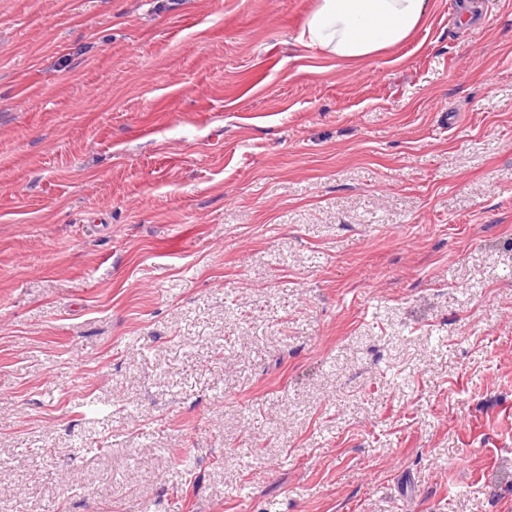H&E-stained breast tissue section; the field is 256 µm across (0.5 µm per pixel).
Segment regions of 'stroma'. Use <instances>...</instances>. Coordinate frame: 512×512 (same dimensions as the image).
I'll use <instances>...</instances> for the list:
<instances>
[{
	"instance_id": "35a3bbf8",
	"label": "stroma",
	"mask_w": 512,
	"mask_h": 512,
	"mask_svg": "<svg viewBox=\"0 0 512 512\" xmlns=\"http://www.w3.org/2000/svg\"><path fill=\"white\" fill-rule=\"evenodd\" d=\"M0 0V512H512V0ZM431 0H318L299 41L341 59L367 60L403 44Z\"/></svg>"
}]
</instances>
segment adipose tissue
<instances>
[{"label": "adipose tissue", "mask_w": 512, "mask_h": 512, "mask_svg": "<svg viewBox=\"0 0 512 512\" xmlns=\"http://www.w3.org/2000/svg\"><path fill=\"white\" fill-rule=\"evenodd\" d=\"M431 0H318L300 43L341 59L367 60L403 44L426 20Z\"/></svg>", "instance_id": "1"}]
</instances>
